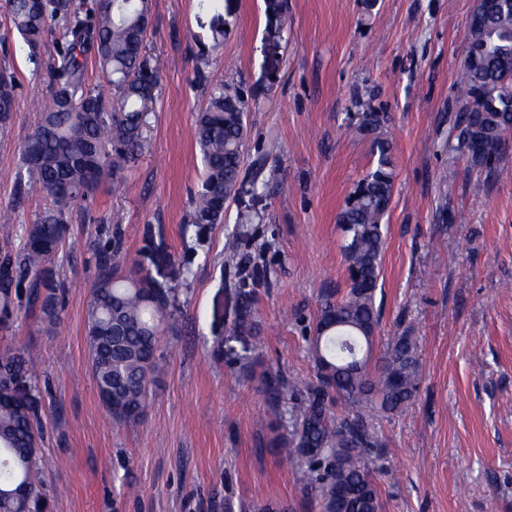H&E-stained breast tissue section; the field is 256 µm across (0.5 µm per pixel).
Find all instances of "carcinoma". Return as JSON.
I'll return each instance as SVG.
<instances>
[{
    "label": "carcinoma",
    "instance_id": "obj_1",
    "mask_svg": "<svg viewBox=\"0 0 512 512\" xmlns=\"http://www.w3.org/2000/svg\"><path fill=\"white\" fill-rule=\"evenodd\" d=\"M14 29L28 49L34 70L46 66L49 98L35 105L38 120L25 139L16 191L45 194L48 205L34 221L21 226L20 247L0 252V321L8 322L17 304L39 310L49 324L58 320L61 281L46 262L61 248L76 209L90 216L91 196L112 182L138 156L144 113L153 103L160 60L146 54L144 41L150 0H6ZM482 23L468 25L467 53L460 76L457 145L474 166L497 172L512 148V0H483ZM65 41L49 51L46 34L53 24ZM94 58L104 85L87 79ZM17 96L14 77L0 75V128L10 124ZM249 103L236 90L215 86L207 108L199 113L195 141L202 164L200 188L192 196L183 233L200 235L206 224L224 219V202L234 192L245 165L246 112ZM384 115L362 113L358 131L373 136L375 164L338 213L345 242L342 251L349 281L339 300L323 299L308 337L316 379L300 386L284 375L257 371L260 360L253 336V299L243 294L232 338L242 348L233 364L258 379L270 414L289 424L276 438L279 453L304 473L320 512H382L373 476L372 453L381 439L366 422L365 410L394 413L414 397L418 387L417 344L406 333L386 343L381 364L368 369V355L379 325L375 291L384 249L383 221L394 188L392 142L378 129ZM95 269L86 312L85 332L90 369L106 410L120 425H135L145 414L149 386L166 360L162 337L179 329L184 289L142 269L122 274L120 247L112 237L90 248ZM23 376L31 397L15 400L14 379ZM352 414L333 411L335 396ZM39 376L25 353H0V512H43L45 498L35 484L43 465L44 437ZM239 512H288L276 499L243 503Z\"/></svg>",
    "mask_w": 512,
    "mask_h": 512
}]
</instances>
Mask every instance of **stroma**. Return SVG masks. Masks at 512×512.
Returning <instances> with one entry per match:
<instances>
[{
  "mask_svg": "<svg viewBox=\"0 0 512 512\" xmlns=\"http://www.w3.org/2000/svg\"><path fill=\"white\" fill-rule=\"evenodd\" d=\"M292 25L272 37L276 15ZM476 0H151L146 45L163 60L145 147L123 188L99 185L95 223L75 212L52 266L65 285L59 318L18 311L0 350L25 352L48 386L46 462L37 476L48 512H224L267 498L319 512L303 474L281 461L258 381L225 352L241 291L254 299L262 366L299 382L316 369L305 337L324 296L346 290L338 212L368 171L361 113L385 117L394 189L376 305L373 357L390 337L417 338L418 391L400 413L372 411L383 443L375 474L383 512H512V151L501 177L453 151L464 31ZM279 12V13H280ZM240 88L250 101L245 166L224 220L186 242L181 226L201 176L196 81ZM19 85L0 131V213L28 224L47 203L15 193L23 143L47 97V71L27 60L0 0V74ZM279 179L252 188L257 167ZM243 233L236 264L224 243ZM118 239L126 257L168 280L190 265V302L140 423L116 424L92 377L85 317L94 266L88 244ZM263 255L271 277L248 264Z\"/></svg>",
  "mask_w": 512,
  "mask_h": 512,
  "instance_id": "obj_1",
  "label": "stroma"
}]
</instances>
